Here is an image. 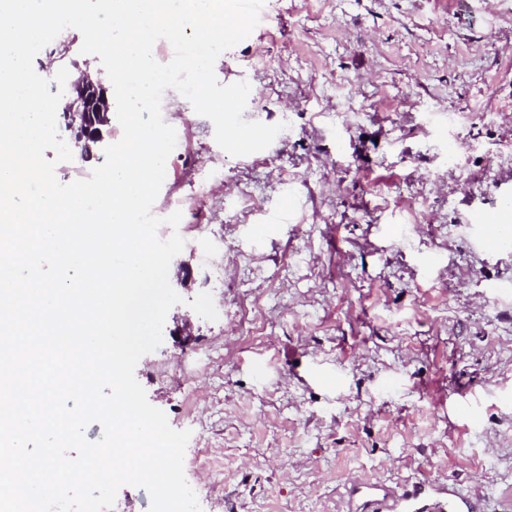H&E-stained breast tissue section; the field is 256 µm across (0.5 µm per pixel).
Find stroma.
Returning a JSON list of instances; mask_svg holds the SVG:
<instances>
[{"label": "stroma", "instance_id": "stroma-1", "mask_svg": "<svg viewBox=\"0 0 512 512\" xmlns=\"http://www.w3.org/2000/svg\"><path fill=\"white\" fill-rule=\"evenodd\" d=\"M215 74L283 129L235 157L164 92L183 302L135 368L202 512H350L352 476L512 512V251L473 222L512 190V0H265Z\"/></svg>", "mask_w": 512, "mask_h": 512}]
</instances>
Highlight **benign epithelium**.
Here are the masks:
<instances>
[{"label":"benign epithelium","instance_id":"7a95c632","mask_svg":"<svg viewBox=\"0 0 512 512\" xmlns=\"http://www.w3.org/2000/svg\"><path fill=\"white\" fill-rule=\"evenodd\" d=\"M111 109L107 89L100 81L81 76L71 83L69 97L58 109L59 124L84 158L93 157L99 147L102 129L112 121Z\"/></svg>","mask_w":512,"mask_h":512}]
</instances>
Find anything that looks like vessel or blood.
<instances>
[{"label":"vessel or blood","mask_w":512,"mask_h":512,"mask_svg":"<svg viewBox=\"0 0 512 512\" xmlns=\"http://www.w3.org/2000/svg\"><path fill=\"white\" fill-rule=\"evenodd\" d=\"M482 228L480 245L488 250H511L512 229L502 220L501 210L478 214ZM352 512H482L479 499L464 497L446 484L428 480L416 482L399 492L380 483L351 481Z\"/></svg>","instance_id":"obj_1"}]
</instances>
